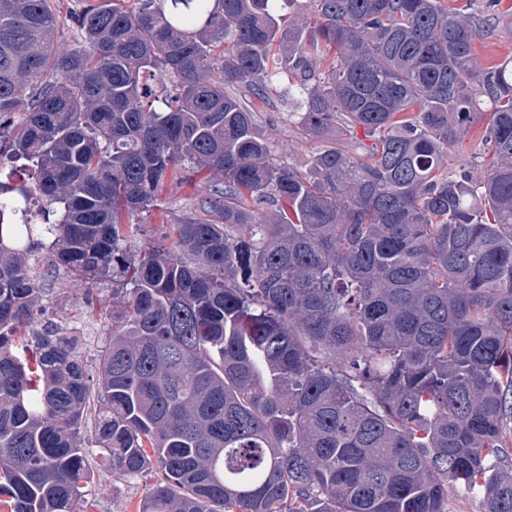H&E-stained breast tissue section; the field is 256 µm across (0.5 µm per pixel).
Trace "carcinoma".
Here are the masks:
<instances>
[{
    "mask_svg": "<svg viewBox=\"0 0 512 512\" xmlns=\"http://www.w3.org/2000/svg\"><path fill=\"white\" fill-rule=\"evenodd\" d=\"M499 5L86 0L56 58L55 0H0V162H35L0 181V505L89 512L96 447L156 474L141 512H448L450 481L512 512V55L475 57L512 40ZM275 91L304 169L249 107ZM187 164L209 217L131 248ZM39 254L89 312L112 289L96 377ZM477 59L481 65L493 66L508 54L512 55V40L484 38L476 44ZM485 116H480L472 126V130L459 146L456 152L450 156L448 168L450 172L457 170L462 162L469 160L475 153L483 152L482 131L486 125ZM86 284L79 280V279H70L68 281V295H69V301L65 304L63 302L62 304L56 305L55 299L57 298V293L52 296V300L55 304H50L51 307H55L58 314L61 316L67 315L68 319H71L75 322H81L79 316H76L77 311L75 310V304H79L82 301V298L84 297L85 290H86ZM78 318V319H76Z\"/></svg>",
    "mask_w": 512,
    "mask_h": 512,
    "instance_id": "carcinoma-1",
    "label": "carcinoma"
}]
</instances>
